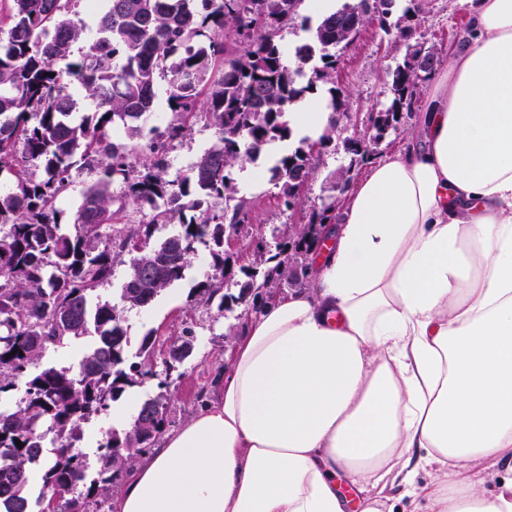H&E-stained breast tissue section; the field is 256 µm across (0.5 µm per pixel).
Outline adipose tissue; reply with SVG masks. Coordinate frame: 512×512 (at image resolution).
<instances>
[{
  "label": "adipose tissue",
  "mask_w": 512,
  "mask_h": 512,
  "mask_svg": "<svg viewBox=\"0 0 512 512\" xmlns=\"http://www.w3.org/2000/svg\"><path fill=\"white\" fill-rule=\"evenodd\" d=\"M434 477L414 484L419 466ZM512 0H479L418 131L374 163L308 287L249 321L119 512H512Z\"/></svg>",
  "instance_id": "ef3b65f1"
}]
</instances>
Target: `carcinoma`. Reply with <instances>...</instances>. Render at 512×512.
<instances>
[{"instance_id":"obj_1","label":"carcinoma","mask_w":512,"mask_h":512,"mask_svg":"<svg viewBox=\"0 0 512 512\" xmlns=\"http://www.w3.org/2000/svg\"><path fill=\"white\" fill-rule=\"evenodd\" d=\"M79 2L0 0V173L13 177V186L0 192V395L26 378L24 397L13 411L0 412V512H27L29 464L42 456L44 426L56 443L41 475L45 509L111 512L115 481L157 445L168 425V397L160 392L138 408L140 426L132 421L102 435L98 478L86 481V456L77 447L82 424L108 412L126 388L155 376L151 333L140 343L142 362L125 365V313L149 307L181 280L197 245L209 238L222 245L224 225L249 222L235 167L268 143L289 139L285 116L319 90L332 112L329 128L316 141L300 140L270 169L285 210L299 204L298 178L310 175L314 148L339 133L336 50L353 45L374 21L387 33L392 28L385 3L393 0H357L320 16L313 28L305 17L302 28L311 36L296 47L291 67L276 34L296 23L304 0H109L99 37L89 45L75 20ZM316 58L321 65L305 75L304 65ZM440 60L436 48L412 49L396 64L375 141L358 143L362 165L376 158L378 139L413 111L415 93ZM159 79L169 87L167 141L148 143L134 156L115 128L128 139L142 136ZM78 90L94 103L82 115ZM199 118L215 140L186 174L171 179L167 145L185 138ZM239 127L251 135L252 148L242 152L226 147ZM79 177L88 187L70 233L58 202ZM116 182L122 190L117 207ZM146 209L148 220L122 221L121 214ZM308 223H336V197L313 208ZM171 224L177 233L138 249L121 304L90 309L121 253ZM302 238L285 224L274 227L271 240L257 243L258 265L236 296L224 289V251L212 253L214 274L194 289L197 302L220 313L250 302L244 319L260 316L282 284L306 286L298 258ZM91 322L99 341L77 365L39 367L49 347L84 336Z\"/></svg>"}]
</instances>
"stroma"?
<instances>
[{
  "mask_svg": "<svg viewBox=\"0 0 512 512\" xmlns=\"http://www.w3.org/2000/svg\"><path fill=\"white\" fill-rule=\"evenodd\" d=\"M426 8L418 15H406L408 0H396L393 20L398 29L384 32L377 25L363 29L354 47L341 51L337 62V82L343 90V102L350 115L375 113L391 99L389 70L402 61L408 47H447L460 42L470 14L479 0H425ZM213 141V131L206 122L193 124L186 139L168 155L169 176L184 173L196 156ZM342 140L314 151L311 177L300 202L302 208L320 203L333 194L338 172L344 163ZM239 195L251 209V221L237 232L239 249L230 251V293H237L242 280L241 268L250 264L248 251L260 238L268 237L274 226L288 223L273 182L254 186L240 184ZM185 271L182 280L162 292L149 308L126 314L130 351H137L142 336L153 334L157 352H165L178 342L184 324L195 328L194 349L189 357L176 364L172 373L158 371L156 377L126 389L117 407L138 408L146 396L158 393L159 381H167L169 398V431L186 424L204 401L212 399L216 385L226 372L227 342L238 340L243 325L233 313L218 315L216 309L195 306L192 290L214 272L208 246Z\"/></svg>",
  "mask_w": 512,
  "mask_h": 512,
  "instance_id": "stroma-1",
  "label": "stroma"
}]
</instances>
